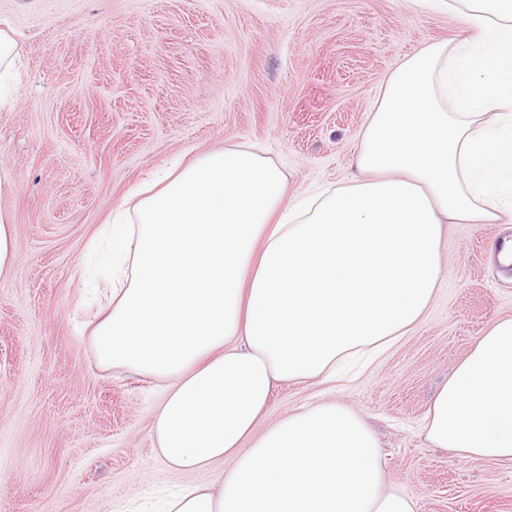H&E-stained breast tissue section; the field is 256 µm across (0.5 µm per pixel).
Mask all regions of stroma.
Listing matches in <instances>:
<instances>
[{
	"mask_svg": "<svg viewBox=\"0 0 512 512\" xmlns=\"http://www.w3.org/2000/svg\"><path fill=\"white\" fill-rule=\"evenodd\" d=\"M17 44L0 116V512H164L185 482L157 449L164 385L102 367L81 279L93 233L173 158L250 147L300 200L350 185L383 86L429 44L465 40L440 0H0ZM512 223L446 224L438 294L357 379L285 382L265 424L341 402L377 433L387 484L417 512H512V466L431 447L422 425L485 330L512 316L487 243ZM15 261L13 224L0 212V280L10 276Z\"/></svg>",
	"mask_w": 512,
	"mask_h": 512,
	"instance_id": "stroma-1",
	"label": "stroma"
}]
</instances>
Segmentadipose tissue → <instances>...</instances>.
Wrapping results in <instances>:
<instances>
[{
	"label": "adipose tissue",
	"mask_w": 512,
	"mask_h": 512,
	"mask_svg": "<svg viewBox=\"0 0 512 512\" xmlns=\"http://www.w3.org/2000/svg\"><path fill=\"white\" fill-rule=\"evenodd\" d=\"M446 7L467 39L390 76L354 184L294 206L278 165L229 146L155 174L91 242L113 276L100 364L165 383L154 432L169 466L224 467L220 493L184 484L170 512H415L351 407L262 421L276 383L376 358L413 330L437 293L444 219L512 223V0ZM424 434L512 464V317L457 365Z\"/></svg>",
	"instance_id": "obj_1"
}]
</instances>
